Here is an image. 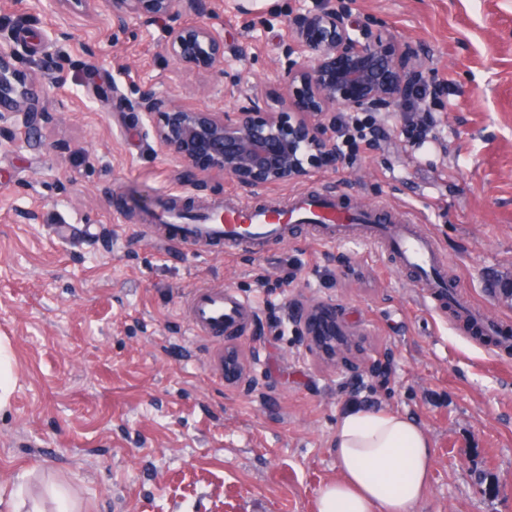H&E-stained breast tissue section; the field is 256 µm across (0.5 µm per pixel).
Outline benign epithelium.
I'll return each instance as SVG.
<instances>
[{
    "label": "benign epithelium",
    "instance_id": "obj_1",
    "mask_svg": "<svg viewBox=\"0 0 512 512\" xmlns=\"http://www.w3.org/2000/svg\"><path fill=\"white\" fill-rule=\"evenodd\" d=\"M112 17L122 24L131 16L151 22L189 14L191 25H168L162 32L166 55L180 65L206 68L227 66L224 34L206 17L209 0H107ZM297 47L287 53V68L279 100L286 120L271 112L188 111L151 89L137 100V108L164 115L157 136L169 152L188 168L198 167L197 149L209 154L208 167L253 187L287 182L301 177L305 164L335 152L334 135L342 112L385 110L406 112L405 95L416 81L425 80L417 54L405 44L390 48L370 28L350 20L343 9L314 6L293 18ZM23 28L17 19L0 24V123L21 118L31 135L43 112L29 92L27 76L15 65L12 43ZM288 321L305 337L308 347L336 349V337L314 330L327 316L338 333L355 335L336 307L290 299ZM350 378L357 383L383 369L380 360L351 364Z\"/></svg>",
    "mask_w": 512,
    "mask_h": 512
}]
</instances>
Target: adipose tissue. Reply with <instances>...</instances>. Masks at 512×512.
<instances>
[{
	"label": "adipose tissue",
	"instance_id": "adipose-tissue-1",
	"mask_svg": "<svg viewBox=\"0 0 512 512\" xmlns=\"http://www.w3.org/2000/svg\"><path fill=\"white\" fill-rule=\"evenodd\" d=\"M333 446L339 476L318 495V512H417L432 467V445L409 416L352 409Z\"/></svg>",
	"mask_w": 512,
	"mask_h": 512
}]
</instances>
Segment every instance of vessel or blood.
<instances>
[{"mask_svg":"<svg viewBox=\"0 0 512 512\" xmlns=\"http://www.w3.org/2000/svg\"><path fill=\"white\" fill-rule=\"evenodd\" d=\"M315 224L330 239L349 237L353 227H361L365 238L389 236L406 264L415 267L429 288V301H436L445 292L443 277L437 276L438 258L430 243L421 237L394 233L392 228L378 224L375 215L349 212L331 197L299 196L293 199L287 213L276 214L249 204H240L213 212L195 224L172 225V242L186 248L195 240H209L227 247L248 245L260 247L266 241L283 236L289 224ZM196 335L219 343L224 333L236 325L241 303L237 297L220 292H202L194 301Z\"/></svg>","mask_w":512,"mask_h":512,"instance_id":"obj_1","label":"vessel or blood"}]
</instances>
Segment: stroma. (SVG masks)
Returning a JSON list of instances; mask_svg holds the SVG:
<instances>
[{
    "label": "stroma",
    "mask_w": 512,
    "mask_h": 512,
    "mask_svg": "<svg viewBox=\"0 0 512 512\" xmlns=\"http://www.w3.org/2000/svg\"><path fill=\"white\" fill-rule=\"evenodd\" d=\"M315 0H210L235 59L196 68L167 58L163 21L117 28L106 0H0L41 57L30 80L44 105L28 144L0 147V339L14 388L0 409V512L14 494L54 512L51 489L84 512H317L338 475L333 440L353 406L406 414L433 446L418 512H512V345L428 305L388 245L321 244L298 227L263 251L174 247L135 199L193 214L240 201L287 206L341 195L426 235L459 302L512 332V0H344L352 19L413 46L429 86L428 134L400 112H359L374 147L250 192L207 168L187 179L134 109L152 88L189 109L275 112L299 6ZM129 108L117 113L114 103ZM245 308L224 337L244 364L208 368L193 332L200 291ZM336 306L356 326L351 361L386 355L387 376L352 387L284 319L289 299Z\"/></svg>",
    "instance_id": "obj_1"
}]
</instances>
